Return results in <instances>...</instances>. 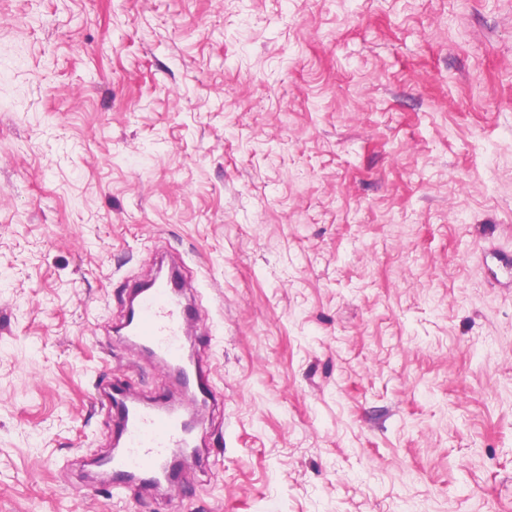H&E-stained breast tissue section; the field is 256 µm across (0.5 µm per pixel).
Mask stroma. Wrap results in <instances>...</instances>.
<instances>
[{
	"instance_id": "obj_1",
	"label": "stroma",
	"mask_w": 512,
	"mask_h": 512,
	"mask_svg": "<svg viewBox=\"0 0 512 512\" xmlns=\"http://www.w3.org/2000/svg\"><path fill=\"white\" fill-rule=\"evenodd\" d=\"M159 249L223 401L148 497L90 462L180 399ZM499 251L512 0H0V512H512Z\"/></svg>"
}]
</instances>
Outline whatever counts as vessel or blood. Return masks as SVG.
Wrapping results in <instances>:
<instances>
[{
	"label": "vessel or blood",
	"mask_w": 512,
	"mask_h": 512,
	"mask_svg": "<svg viewBox=\"0 0 512 512\" xmlns=\"http://www.w3.org/2000/svg\"><path fill=\"white\" fill-rule=\"evenodd\" d=\"M184 288V282L172 277H153L133 288L123 337L164 366L180 369L179 382L190 398L183 409L164 393L145 404L124 385H113L110 399L118 415L121 448L108 459L107 468L122 491L171 486L177 464L190 462L196 428L217 400L208 369L201 361L186 359L184 342L204 315L184 302Z\"/></svg>",
	"instance_id": "1"
}]
</instances>
